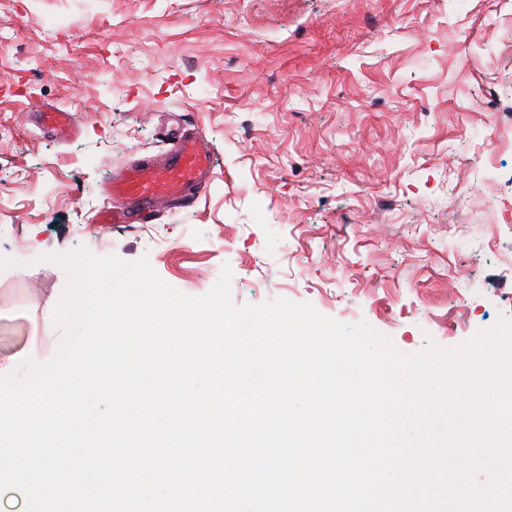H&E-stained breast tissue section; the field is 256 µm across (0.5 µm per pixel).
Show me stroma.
<instances>
[{
	"mask_svg": "<svg viewBox=\"0 0 512 512\" xmlns=\"http://www.w3.org/2000/svg\"><path fill=\"white\" fill-rule=\"evenodd\" d=\"M79 125L68 142L31 103ZM512 14L499 0H0V358L52 357L64 270L148 257L181 293L364 322L403 354L512 320ZM199 133L190 205L100 224L128 161Z\"/></svg>",
	"mask_w": 512,
	"mask_h": 512,
	"instance_id": "obj_1",
	"label": "stroma"
}]
</instances>
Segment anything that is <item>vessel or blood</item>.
Masks as SVG:
<instances>
[{"mask_svg":"<svg viewBox=\"0 0 512 512\" xmlns=\"http://www.w3.org/2000/svg\"><path fill=\"white\" fill-rule=\"evenodd\" d=\"M44 127L61 140L73 135L72 115L58 107L40 109ZM215 156L196 133L174 130L171 146L161 154L144 156L114 172L104 186L108 208L105 224H135L164 203L186 204L199 197L212 176Z\"/></svg>","mask_w":512,"mask_h":512,"instance_id":"vessel-or-blood-1","label":"vessel or blood"}]
</instances>
